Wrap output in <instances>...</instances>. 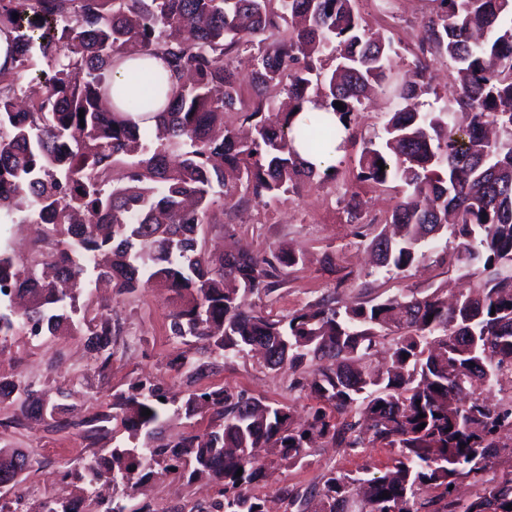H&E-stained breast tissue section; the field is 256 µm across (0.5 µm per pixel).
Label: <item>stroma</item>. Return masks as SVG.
<instances>
[{
    "label": "stroma",
    "mask_w": 512,
    "mask_h": 512,
    "mask_svg": "<svg viewBox=\"0 0 512 512\" xmlns=\"http://www.w3.org/2000/svg\"><path fill=\"white\" fill-rule=\"evenodd\" d=\"M355 6L368 32L393 40L397 47L399 55L391 64L392 71L412 73L418 35L435 7L433 0H386L376 9L370 0H356ZM426 79L433 91L422 101L429 108L436 106L438 98L455 95L458 89L455 65L445 56L431 57ZM394 110L388 95H374L354 116L357 137L380 135ZM356 157V148L344 146L336 154L334 180H306L297 190L277 198L261 202L249 199L239 207L217 212L216 223L200 227L204 250L214 255L238 249L255 255L282 247L294 251L297 264L289 268L280 287L261 302L263 309L280 316L292 314L330 292L336 293L341 303L352 304L412 289L427 292L441 288L456 293L475 287L477 277L462 275L444 259L445 249L457 245L453 239L438 241L421 264L406 271L371 270V247L368 239L360 237V226L384 221L408 188L400 181L383 186L358 181ZM353 207L360 212L356 223L349 215ZM180 306V299L164 288L141 289L113 298L111 317L117 334L112 339V362L104 370L86 348L84 337L71 333L35 337L22 329L10 336L7 349L0 354V380L35 382L49 400L67 406V416L74 422L73 427L61 430L49 421L23 416L15 404L0 401V447L34 454L24 480L30 488L28 505L63 490L79 495L78 487L62 486V470L106 454L108 448L126 441L122 431L85 435L77 423L106 410L115 395L127 391L136 380L163 384L180 397L197 386L243 390L263 401L288 406L299 418L315 407L307 392L291 388L287 370L269 369L250 353L229 358L209 356L212 369L195 384L172 369L169 362L178 345L169 333V322ZM389 461L390 452L385 448L352 451L324 443L314 449L312 464L278 468L254 492L265 500L269 512H286V502L278 497L282 487L309 489L321 484L331 470L368 465L378 471ZM214 494V487L205 478L192 483L153 479L132 492L130 504L135 510L145 506L150 512H189L191 506L208 501Z\"/></svg>",
    "instance_id": "stroma-1"
}]
</instances>
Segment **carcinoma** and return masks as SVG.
Segmentation results:
<instances>
[{
	"instance_id": "carcinoma-1",
	"label": "carcinoma",
	"mask_w": 512,
	"mask_h": 512,
	"mask_svg": "<svg viewBox=\"0 0 512 512\" xmlns=\"http://www.w3.org/2000/svg\"><path fill=\"white\" fill-rule=\"evenodd\" d=\"M435 2L416 76L426 55L445 54L458 92L423 112L427 87L387 84L396 48L365 33L354 0H0V35L9 44L0 64V222L23 212L58 238L46 262L20 266L0 253V353L20 327L33 336L83 331L106 369L112 319H74L76 285L91 270L118 296L172 290L183 300L170 318L172 338L217 355L259 348L268 366L291 372V388L319 402L301 424L283 405L196 389L176 411L190 419L207 408L212 426L152 446L175 400L158 383L135 382L111 410L87 420L89 433L112 422L134 444L62 476L83 482L86 499L103 477L132 488L158 475H207L217 495L190 512H265L252 486L267 468L302 465L312 445L328 439L338 448H388L391 463L370 478L366 466L332 472L308 493L283 487L292 512H512V471L487 477L502 454H512V398H490L500 372L512 368V0ZM242 48L251 50L258 99L243 112L250 133L214 138L224 110L240 102L228 60ZM34 55L53 74L41 96L21 107ZM126 55L159 58L164 73L134 70L138 92L114 91L107 74ZM375 86L388 87L399 108L381 141L362 142L357 178L411 188L392 210L396 232L371 240L379 265L410 268L449 225L460 239L449 262L480 266L477 291L452 306L435 289L344 308L330 293L286 318L245 308L246 297L275 292L296 257L274 250L213 263L196 230L208 223L215 188L233 207L238 197L288 193L300 178L318 175L295 144L327 153L352 141V117ZM163 90L166 104L153 126L131 123L112 107L115 97L128 110L152 112ZM315 101L336 114L338 126L318 113L295 123ZM386 338L391 366L380 371L372 357ZM172 365L196 379L210 369L189 349L177 351ZM12 395L22 415L70 425L66 408L32 384L0 382V400ZM31 462L28 453L0 448V483L15 489L0 497V512H26L16 489ZM461 479L482 493L456 497L450 486ZM424 487L438 494L423 500ZM37 512L79 510L59 493Z\"/></svg>"
}]
</instances>
